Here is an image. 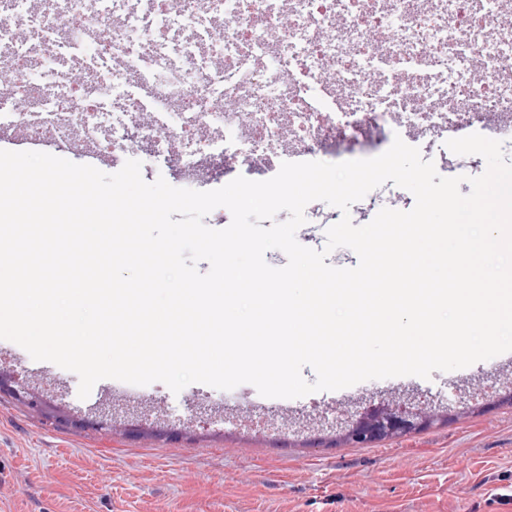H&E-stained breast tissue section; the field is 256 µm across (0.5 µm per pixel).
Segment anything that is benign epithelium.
Masks as SVG:
<instances>
[{
	"instance_id": "7a95c632",
	"label": "benign epithelium",
	"mask_w": 512,
	"mask_h": 512,
	"mask_svg": "<svg viewBox=\"0 0 512 512\" xmlns=\"http://www.w3.org/2000/svg\"><path fill=\"white\" fill-rule=\"evenodd\" d=\"M425 414V409L418 404L386 403L382 409L375 412L360 408L349 413L344 424L348 431L354 433L358 438L376 439L413 432Z\"/></svg>"
}]
</instances>
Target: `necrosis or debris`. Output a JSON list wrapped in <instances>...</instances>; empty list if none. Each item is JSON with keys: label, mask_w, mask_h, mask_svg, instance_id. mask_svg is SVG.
Here are the masks:
<instances>
[{"label": "necrosis or debris", "mask_w": 512, "mask_h": 512, "mask_svg": "<svg viewBox=\"0 0 512 512\" xmlns=\"http://www.w3.org/2000/svg\"><path fill=\"white\" fill-rule=\"evenodd\" d=\"M512 0H0V129L32 145L79 137L113 157L138 144L199 166L268 161L283 130L317 159L393 130L429 152L449 132L512 140ZM333 78L322 81L324 65ZM86 81L72 89L68 74ZM288 73L281 82L279 73Z\"/></svg>", "instance_id": "obj_1"}]
</instances>
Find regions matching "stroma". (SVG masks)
<instances>
[{"label":"stroma","instance_id":"1","mask_svg":"<svg viewBox=\"0 0 512 512\" xmlns=\"http://www.w3.org/2000/svg\"><path fill=\"white\" fill-rule=\"evenodd\" d=\"M493 360L294 399L79 378L0 339V512H512V372ZM426 396L427 428L342 444V411Z\"/></svg>","mask_w":512,"mask_h":512}]
</instances>
